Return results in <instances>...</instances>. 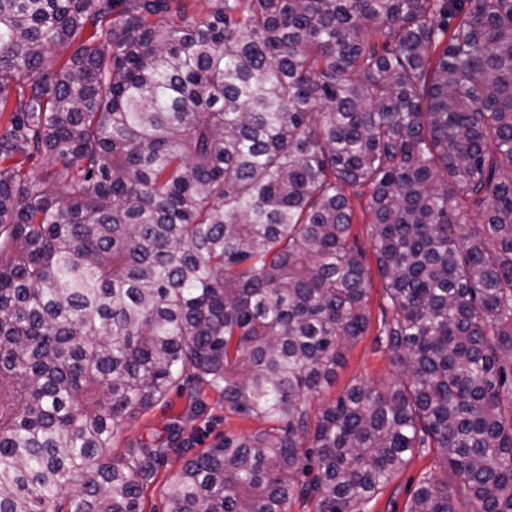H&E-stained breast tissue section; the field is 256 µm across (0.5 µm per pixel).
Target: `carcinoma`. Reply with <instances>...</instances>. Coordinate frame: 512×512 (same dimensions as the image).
<instances>
[{
  "label": "carcinoma",
  "mask_w": 512,
  "mask_h": 512,
  "mask_svg": "<svg viewBox=\"0 0 512 512\" xmlns=\"http://www.w3.org/2000/svg\"><path fill=\"white\" fill-rule=\"evenodd\" d=\"M469 2L0 0V512H144L171 453L166 512H363L431 446L407 512H512V0ZM353 187L399 378L314 411ZM207 389L264 428L194 452ZM169 406H158L145 415L128 421L123 438L108 449L114 455H123L127 448H134L139 439L146 440L152 433L163 430L173 416H179L185 412L186 397L179 395L173 389L167 396ZM186 458H180L177 455H171L169 461L161 465L157 481L158 485L153 488V485L149 486L145 493L144 499V512H164L166 510L164 501L160 495L159 488L163 479L169 477L172 474L177 473L183 466Z\"/></svg>",
  "instance_id": "1"
}]
</instances>
